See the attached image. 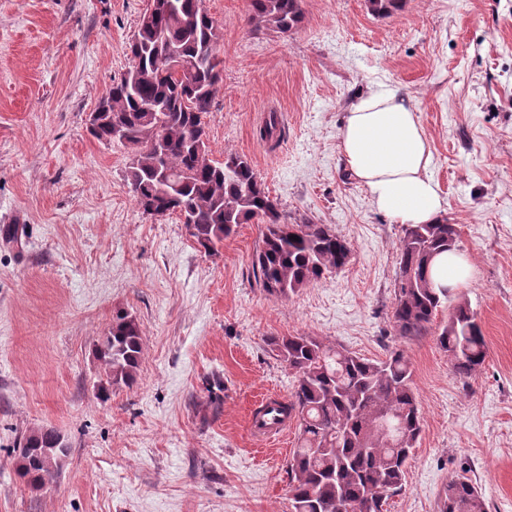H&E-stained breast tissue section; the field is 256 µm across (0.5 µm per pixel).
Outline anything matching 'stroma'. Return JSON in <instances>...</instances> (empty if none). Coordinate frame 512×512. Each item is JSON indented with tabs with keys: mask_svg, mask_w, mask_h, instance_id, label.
I'll return each mask as SVG.
<instances>
[{
	"mask_svg": "<svg viewBox=\"0 0 512 512\" xmlns=\"http://www.w3.org/2000/svg\"><path fill=\"white\" fill-rule=\"evenodd\" d=\"M148 0H0V512H291L288 459L254 436L250 411L294 374L271 336L305 335L357 355L408 359L422 431L387 512H441L451 478L512 512V0H302L291 32L255 30L249 0H205L224 71L206 127L212 155L249 160L289 217L327 224L350 263L286 298L252 274L262 227L239 225L218 254L177 215L144 213L129 149L88 117L129 67ZM409 97L430 140L429 174L457 224L470 280L452 302L487 344L455 373L435 335L405 339L391 317L404 227L373 206L338 148L347 107L379 85ZM277 112L283 138L259 137ZM143 339L137 381L100 401L95 347L116 311ZM70 444L40 491L16 476L30 430Z\"/></svg>",
	"mask_w": 512,
	"mask_h": 512,
	"instance_id": "1",
	"label": "stroma"
}]
</instances>
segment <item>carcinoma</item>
Here are the masks:
<instances>
[{
  "instance_id": "cac0c4a2",
  "label": "carcinoma",
  "mask_w": 512,
  "mask_h": 512,
  "mask_svg": "<svg viewBox=\"0 0 512 512\" xmlns=\"http://www.w3.org/2000/svg\"><path fill=\"white\" fill-rule=\"evenodd\" d=\"M405 0H366L369 11L390 16ZM151 16H141L129 43L130 66L112 83L89 128L96 139L131 149L127 180L134 199L151 215L176 214L197 246L210 254L240 224L264 225L253 270L269 295L287 297L319 281L325 272L344 269L350 244L327 224L288 221L251 164L235 153L212 158L204 115L212 111L224 60L220 31L203 0H152ZM255 30L288 33L302 22L301 0H250ZM278 115L269 113L260 137L279 140ZM296 236L297 240L290 239ZM460 252L457 225L405 226L399 246V277L392 310L398 334L427 335L452 289L432 278L434 258ZM437 342L455 371L472 377L487 356L486 342L464 302L448 312ZM270 350L294 372L281 412L295 416L297 448L288 464L292 512H384L399 492L422 430V415L404 354L392 352L369 361L312 336H274ZM143 353L140 325L119 312L96 349L110 371L109 388L136 382ZM397 433L392 445L386 430ZM52 427L30 431L19 442L16 475L40 490L58 469L69 444ZM443 512H486L473 482L457 477L443 489Z\"/></svg>"
}]
</instances>
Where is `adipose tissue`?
<instances>
[{"label":"adipose tissue","instance_id":"ef3b65f1","mask_svg":"<svg viewBox=\"0 0 512 512\" xmlns=\"http://www.w3.org/2000/svg\"><path fill=\"white\" fill-rule=\"evenodd\" d=\"M339 149L350 175L392 223L430 224L445 213L447 202L428 174L429 138L399 89L382 85L352 102Z\"/></svg>","mask_w":512,"mask_h":512}]
</instances>
